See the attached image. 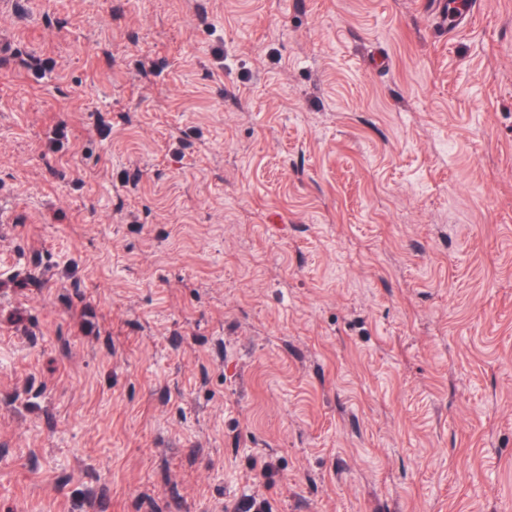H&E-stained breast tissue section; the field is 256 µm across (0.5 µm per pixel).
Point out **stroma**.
Segmentation results:
<instances>
[{"mask_svg": "<svg viewBox=\"0 0 512 512\" xmlns=\"http://www.w3.org/2000/svg\"><path fill=\"white\" fill-rule=\"evenodd\" d=\"M0 512H512V0H0ZM475 4L464 1H448L447 18L448 28L457 29L463 22L467 23L472 18Z\"/></svg>", "mask_w": 512, "mask_h": 512, "instance_id": "1", "label": "stroma"}]
</instances>
